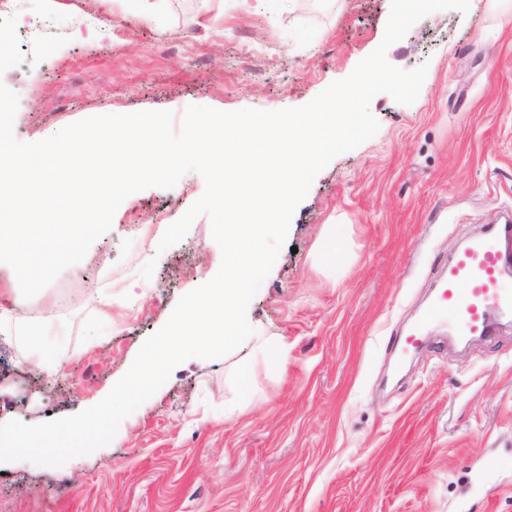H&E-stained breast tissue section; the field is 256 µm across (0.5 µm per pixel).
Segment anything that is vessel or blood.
Here are the masks:
<instances>
[{
    "label": "vessel or blood",
    "instance_id": "obj_1",
    "mask_svg": "<svg viewBox=\"0 0 512 512\" xmlns=\"http://www.w3.org/2000/svg\"><path fill=\"white\" fill-rule=\"evenodd\" d=\"M504 262L493 236L461 251L449 263L438 296L424 313V326L448 321L465 336L488 334L491 311L512 313V292L501 286Z\"/></svg>",
    "mask_w": 512,
    "mask_h": 512
}]
</instances>
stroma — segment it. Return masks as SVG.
Instances as JSON below:
<instances>
[{"label":"stroma","mask_w":512,"mask_h":512,"mask_svg":"<svg viewBox=\"0 0 512 512\" xmlns=\"http://www.w3.org/2000/svg\"><path fill=\"white\" fill-rule=\"evenodd\" d=\"M390 5L147 0L132 22L125 0H60L50 12L6 0L0 82L19 96L23 142L109 113L169 111L178 125L191 105L298 107L378 47ZM106 14L111 27L95 28ZM386 57L427 66L419 97L376 95L378 133L316 176L249 304L253 335L178 365L109 445L60 467L0 463V512H512V324L466 348L431 327L392 372L399 337L460 245L512 214V0L432 13ZM204 190L191 171L132 194L81 268L33 299L0 263V424L99 403L179 299L215 276L208 216L161 255L150 249ZM334 224L343 250L329 261L319 245ZM36 324L60 342L53 369L30 352ZM274 342L287 374L254 358Z\"/></svg>","instance_id":"obj_1"}]
</instances>
